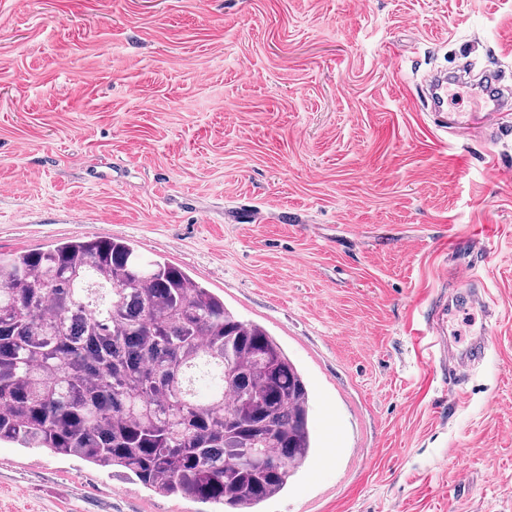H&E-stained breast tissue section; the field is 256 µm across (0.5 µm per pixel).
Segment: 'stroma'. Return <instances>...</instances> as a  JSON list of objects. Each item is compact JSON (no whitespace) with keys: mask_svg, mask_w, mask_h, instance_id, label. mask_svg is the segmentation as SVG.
<instances>
[{"mask_svg":"<svg viewBox=\"0 0 512 512\" xmlns=\"http://www.w3.org/2000/svg\"><path fill=\"white\" fill-rule=\"evenodd\" d=\"M466 57L512 86V0H0V251L119 237L269 331L314 449L259 512H512V113L422 106ZM463 235L495 316L452 390ZM214 510L0 443V512ZM463 80L458 77H448L444 73H434L426 85V97L431 102L432 116L435 125L442 131L448 128L472 129L500 114V111L512 108V99L506 97L502 89L496 86L494 76L484 74L483 78L471 88L473 94L482 99L491 109L488 112H448V86L451 84L463 86ZM495 90V91H494ZM455 311H457V305L448 303L447 298V300L439 301L435 305L434 314L430 317V328L434 333V336H436V343L442 352V359L445 366L448 364V360H459L462 365L465 363L460 357L463 352H458L453 345L448 344V340L446 338V323L448 315L453 314Z\"/></svg>","mask_w":512,"mask_h":512,"instance_id":"stroma-1","label":"stroma"}]
</instances>
